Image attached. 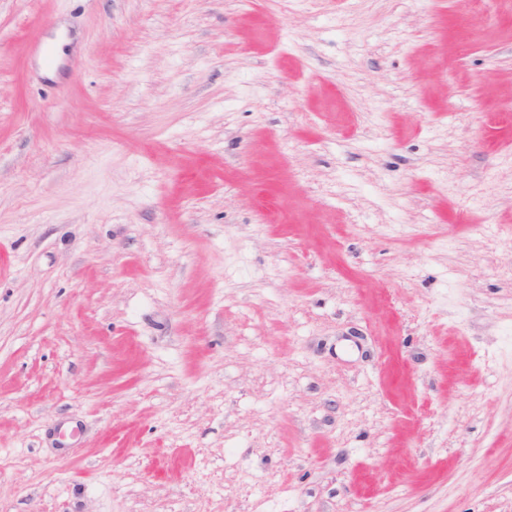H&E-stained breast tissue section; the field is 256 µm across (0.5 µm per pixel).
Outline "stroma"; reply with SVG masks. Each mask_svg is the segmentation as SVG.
I'll list each match as a JSON object with an SVG mask.
<instances>
[{"mask_svg":"<svg viewBox=\"0 0 512 512\" xmlns=\"http://www.w3.org/2000/svg\"><path fill=\"white\" fill-rule=\"evenodd\" d=\"M0 512H512V0H0Z\"/></svg>","mask_w":512,"mask_h":512,"instance_id":"stroma-1","label":"stroma"}]
</instances>
